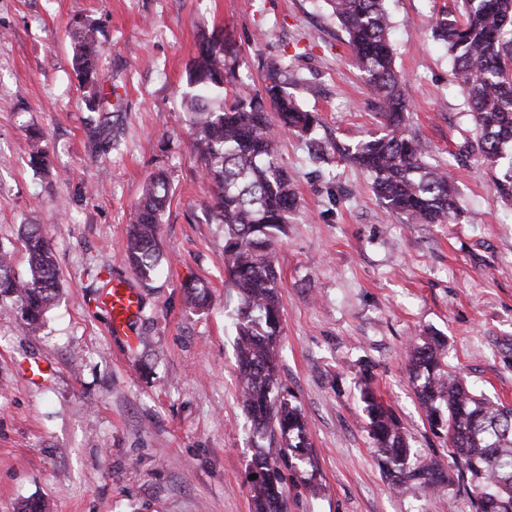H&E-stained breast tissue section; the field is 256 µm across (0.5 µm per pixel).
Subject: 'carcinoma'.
Wrapping results in <instances>:
<instances>
[{"instance_id":"carcinoma-1","label":"carcinoma","mask_w":512,"mask_h":512,"mask_svg":"<svg viewBox=\"0 0 512 512\" xmlns=\"http://www.w3.org/2000/svg\"><path fill=\"white\" fill-rule=\"evenodd\" d=\"M379 108L378 134L346 150L345 159L366 172L386 211L410 224H443L459 213L452 174L427 160L422 142L409 130L404 80L396 71L390 44L387 0H327ZM457 9L436 20L434 34L447 47L454 74L464 86L477 131L473 151L496 173L500 198L512 204V0H456ZM75 71L89 105L100 104L105 77L99 68V27L74 26ZM238 50L226 39L203 36L190 63L184 101L189 149L203 164L215 192L209 213L224 225V267L236 290L235 347L242 405L253 435L302 462L306 427L298 406L279 391L281 336L279 274L275 245L286 233L298 204L280 153V135L313 133L317 116L304 110L271 78L264 91L236 82ZM231 97L219 108L209 96L224 84ZM119 114L103 112L87 128L92 148L107 154L117 144ZM33 167H50L47 149L31 135ZM170 187L162 173L145 184L128 231L126 251L143 279L158 269V235ZM29 273L14 270L13 251L0 245V299L13 301L20 319L33 327L59 291L50 241L39 225L24 232ZM410 366L421 383L417 396L433 434L442 439L453 475L436 463L416 465L399 419L374 388L360 378V399L378 462L392 488L419 486L436 491L452 482L470 493L471 512H512V404L476 394L445 369L442 343L434 336L410 349ZM249 480L254 512H284L283 478L277 458L260 449L251 459Z\"/></svg>"}]
</instances>
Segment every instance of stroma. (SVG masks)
Masks as SVG:
<instances>
[{"mask_svg":"<svg viewBox=\"0 0 512 512\" xmlns=\"http://www.w3.org/2000/svg\"><path fill=\"white\" fill-rule=\"evenodd\" d=\"M454 0H391L395 65L410 126L450 165L464 214L454 224L386 215L368 175L345 160L378 130L376 102L325 0H0V243L28 271L23 225L50 241L60 294L37 327L0 301V512H254V454L241 403L224 227L188 146L182 94L201 34L223 33L237 75L287 90L318 115L308 138L282 137L299 207L277 244L280 383L304 416L310 464H281L287 512H469L457 485L394 490L365 428L357 381L372 367L419 463L449 467L416 395L408 349L439 336L449 371L512 404V207L478 157L453 64L432 27ZM99 23L102 69L123 135L94 156L96 114L73 69L75 21ZM40 129L54 169L29 162ZM165 171L162 262L141 280L126 228L148 177ZM123 280L140 296L129 331L112 332L100 298ZM207 296L189 307L188 287Z\"/></svg>","mask_w":512,"mask_h":512,"instance_id":"35a3bbf8","label":"stroma"}]
</instances>
